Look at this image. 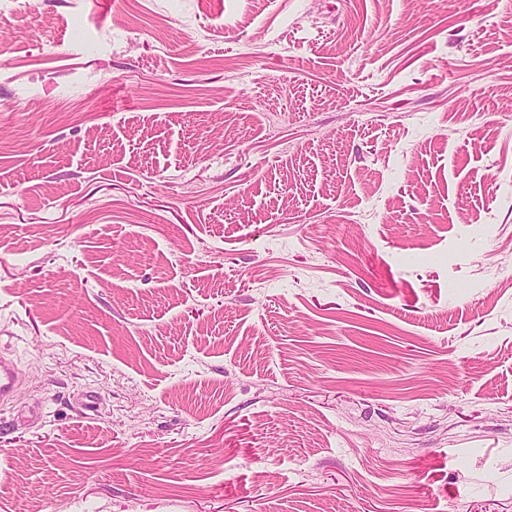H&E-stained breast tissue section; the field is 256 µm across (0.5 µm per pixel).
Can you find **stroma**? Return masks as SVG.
Segmentation results:
<instances>
[{"mask_svg": "<svg viewBox=\"0 0 512 512\" xmlns=\"http://www.w3.org/2000/svg\"><path fill=\"white\" fill-rule=\"evenodd\" d=\"M0 43V512H512V0ZM20 384L13 359L0 356V403H8L18 391Z\"/></svg>", "mask_w": 512, "mask_h": 512, "instance_id": "1", "label": "stroma"}]
</instances>
